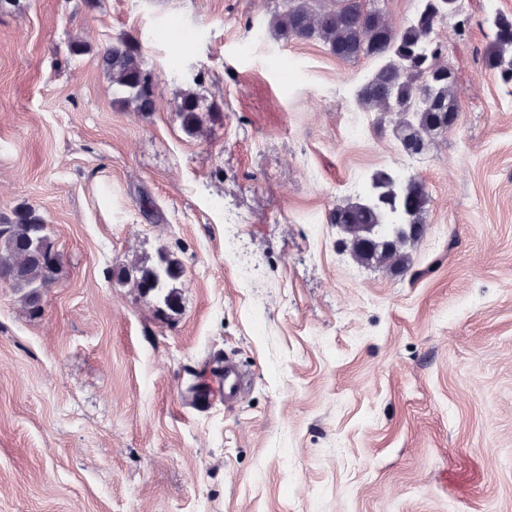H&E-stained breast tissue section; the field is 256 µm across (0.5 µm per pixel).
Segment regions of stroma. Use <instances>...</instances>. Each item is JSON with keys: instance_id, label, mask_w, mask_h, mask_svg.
Here are the masks:
<instances>
[{"instance_id": "35a3bbf8", "label": "stroma", "mask_w": 512, "mask_h": 512, "mask_svg": "<svg viewBox=\"0 0 512 512\" xmlns=\"http://www.w3.org/2000/svg\"><path fill=\"white\" fill-rule=\"evenodd\" d=\"M276 5L0 0V222L34 209L58 268L35 317L0 282V512H512V83L485 0L436 27L461 114L411 165L355 102L376 60L279 38ZM121 40L152 111L102 68ZM379 171L429 195L404 274L329 220ZM162 254L173 311L117 278ZM227 357L238 400L189 404ZM199 104L194 94H186L178 107L182 127L189 135H195L200 127Z\"/></svg>"}]
</instances>
